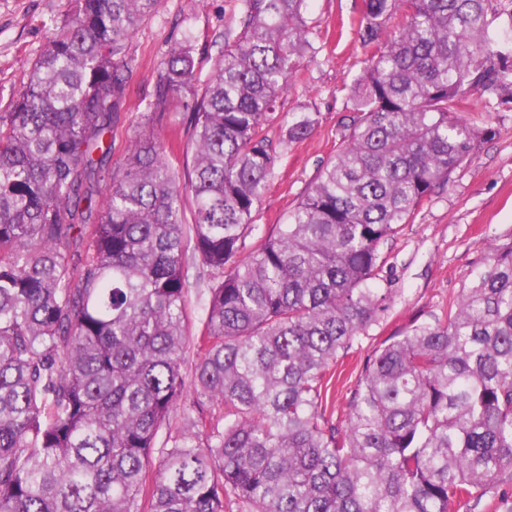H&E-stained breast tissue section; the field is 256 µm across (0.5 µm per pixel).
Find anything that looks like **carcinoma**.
<instances>
[{
    "label": "carcinoma",
    "instance_id": "cac0c4a2",
    "mask_svg": "<svg viewBox=\"0 0 512 512\" xmlns=\"http://www.w3.org/2000/svg\"><path fill=\"white\" fill-rule=\"evenodd\" d=\"M157 2L76 0L0 112V512H512V241L375 351L341 423L323 404L384 310L381 246L494 134L463 105L512 103V0H362L349 133L245 258L280 147L319 123L267 134L309 0H240L204 82L176 45L149 120L185 100L191 164L141 134L96 203ZM190 253L211 279L189 399Z\"/></svg>",
    "mask_w": 512,
    "mask_h": 512
}]
</instances>
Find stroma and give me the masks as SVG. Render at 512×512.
Listing matches in <instances>:
<instances>
[{"label": "stroma", "mask_w": 512, "mask_h": 512, "mask_svg": "<svg viewBox=\"0 0 512 512\" xmlns=\"http://www.w3.org/2000/svg\"><path fill=\"white\" fill-rule=\"evenodd\" d=\"M75 0H0V112L9 111L28 78V69L50 37L74 15ZM238 0H159L128 45V101L116 118L117 138L96 183L105 192L107 174L126 160L127 145L147 125L146 105L157 66L173 46L190 43L207 78L224 47V31L234 26ZM315 48L281 98L280 121L269 130L279 139L286 122L316 112L320 122L303 142L289 146L254 221L260 235L246 238L243 254L261 234L285 223L322 166L336 153L350 122L345 87L364 66L369 50L361 39V0H311L307 13ZM496 134L482 140L468 164L446 186L436 188L414 219L400 225L382 247L387 258L374 281L384 296L382 311L367 335L338 361L339 375L328 395V409L343 420L347 402L366 361L389 336L414 322L444 313L457 296L465 274L483 264L494 245L512 240V108L491 106L485 114ZM155 134L170 159L182 162L190 149L187 114L168 112Z\"/></svg>", "instance_id": "35a3bbf8"}]
</instances>
